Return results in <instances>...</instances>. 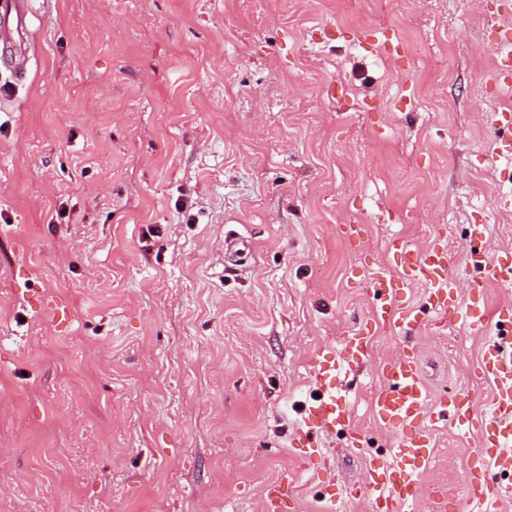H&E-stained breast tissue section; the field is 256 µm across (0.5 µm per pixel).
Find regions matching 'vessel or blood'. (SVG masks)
I'll return each mask as SVG.
<instances>
[{"instance_id": "b4317fda", "label": "vessel or blood", "mask_w": 512, "mask_h": 512, "mask_svg": "<svg viewBox=\"0 0 512 512\" xmlns=\"http://www.w3.org/2000/svg\"><path fill=\"white\" fill-rule=\"evenodd\" d=\"M471 260L490 270L501 293L512 295L511 251L492 254L481 249L472 254ZM400 262L401 276L379 272L370 278L372 289L380 297L378 316H393L406 327L415 323L412 309L393 304L408 281L424 285L431 310L446 311L449 303L456 301L458 291L448 273L447 250L433 248L422 253L404 250ZM366 347L365 337L357 334L348 337L340 348L325 349L317 356L313 377L324 393L307 410L308 428L329 432L341 425L345 413L339 398L328 386L343 368L364 358ZM482 368L495 380L497 391L481 429L483 447L466 474V485L480 503L481 512H502L504 497L512 495V488L496 479L497 474L512 472V347H505L500 339H492L483 354ZM385 377L387 385L378 393L373 413L377 422L396 434L397 442L388 456L369 457L360 494L366 499L369 512H415L420 476L430 455L427 422L465 417L471 406L454 393L432 399L416 351L402 352L391 360L385 368ZM292 502L285 483H274L265 491L266 512H289Z\"/></svg>"}]
</instances>
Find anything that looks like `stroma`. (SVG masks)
I'll use <instances>...</instances> for the list:
<instances>
[{
  "label": "stroma",
  "instance_id": "35a3bbf8",
  "mask_svg": "<svg viewBox=\"0 0 512 512\" xmlns=\"http://www.w3.org/2000/svg\"><path fill=\"white\" fill-rule=\"evenodd\" d=\"M501 0H25L0 9V512H295L357 491L395 436L383 366L421 352L437 421L417 512L467 496L493 402L489 341L376 322L355 269L438 242L512 249V159L490 112ZM487 227L477 237L474 225ZM242 246L225 255V238ZM367 330L336 377L345 425L304 450L314 357ZM293 501L288 485L283 482L274 483L265 491L266 512H288Z\"/></svg>",
  "mask_w": 512,
  "mask_h": 512
}]
</instances>
